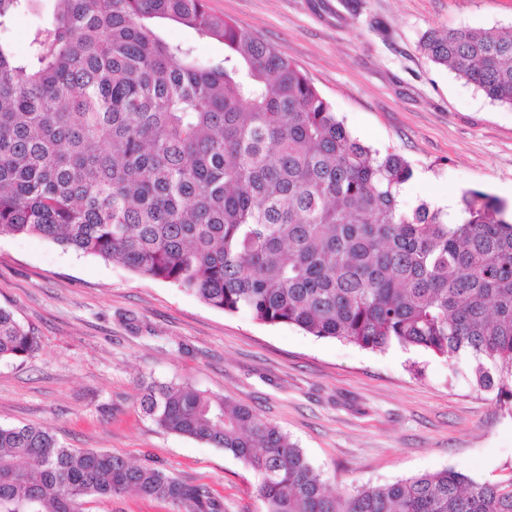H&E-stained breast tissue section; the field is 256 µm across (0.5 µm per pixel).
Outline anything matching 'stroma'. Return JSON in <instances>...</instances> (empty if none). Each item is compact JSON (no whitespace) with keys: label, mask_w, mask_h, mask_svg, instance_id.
Listing matches in <instances>:
<instances>
[{"label":"stroma","mask_w":512,"mask_h":512,"mask_svg":"<svg viewBox=\"0 0 512 512\" xmlns=\"http://www.w3.org/2000/svg\"><path fill=\"white\" fill-rule=\"evenodd\" d=\"M208 10L286 54L364 145L402 155L422 180L403 196L478 189L512 207V106L420 50L434 30L512 26V0H207ZM0 307L38 338L0 361V426L51 429L206 485L225 512H261L253 473L161 430L145 386L184 382L250 406L288 434L338 494L456 469L512 475V406L478 388L466 359L392 345L372 351L295 326L227 314L122 265L38 237H0ZM80 512H175L127 493Z\"/></svg>","instance_id":"1"}]
</instances>
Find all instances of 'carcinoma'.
<instances>
[{"instance_id": "carcinoma-1", "label": "carcinoma", "mask_w": 512, "mask_h": 512, "mask_svg": "<svg viewBox=\"0 0 512 512\" xmlns=\"http://www.w3.org/2000/svg\"><path fill=\"white\" fill-rule=\"evenodd\" d=\"M39 0H0V28ZM19 58L0 41V236H39L195 294L227 313L372 351L466 356L512 400V209L465 191L448 213L400 202L401 155L354 138L288 57L206 0H50ZM224 44L219 60L157 30ZM421 48L512 106V30L432 31ZM38 341L0 308V359ZM166 432L221 448L258 479L262 512H512V477L444 469L336 495L250 407L154 384ZM126 492L224 512L203 485L47 428L0 426V512H78Z\"/></svg>"}]
</instances>
